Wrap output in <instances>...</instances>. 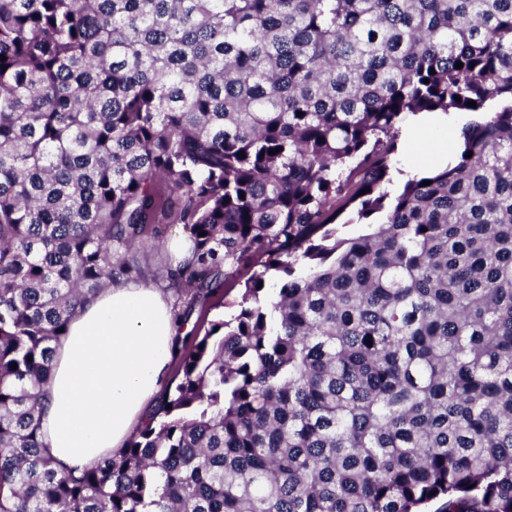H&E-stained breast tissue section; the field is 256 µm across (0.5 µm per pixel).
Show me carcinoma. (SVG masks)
Returning <instances> with one entry per match:
<instances>
[{
  "mask_svg": "<svg viewBox=\"0 0 512 512\" xmlns=\"http://www.w3.org/2000/svg\"><path fill=\"white\" fill-rule=\"evenodd\" d=\"M1 55L0 512H512V0H0ZM437 111L455 159L390 192ZM171 223L192 258L143 265ZM255 256L124 450L60 473L82 302L153 278L187 319ZM445 137V132L442 131H428L420 137L409 136L403 127L402 137L399 143L398 153L394 156V164L392 166L393 185L392 188H398L402 183H398L394 179V174L399 170V167L416 163L417 161H424L435 146L442 143ZM422 144H428L429 149L425 150Z\"/></svg>",
  "mask_w": 512,
  "mask_h": 512,
  "instance_id": "1",
  "label": "carcinoma"
}]
</instances>
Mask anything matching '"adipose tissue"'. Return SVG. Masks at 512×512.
<instances>
[{
  "label": "adipose tissue",
  "mask_w": 512,
  "mask_h": 512,
  "mask_svg": "<svg viewBox=\"0 0 512 512\" xmlns=\"http://www.w3.org/2000/svg\"><path fill=\"white\" fill-rule=\"evenodd\" d=\"M177 336L169 293L149 281L116 282L79 310L43 399L42 441L58 469L90 468L125 448L167 383Z\"/></svg>",
  "instance_id": "obj_1"
}]
</instances>
